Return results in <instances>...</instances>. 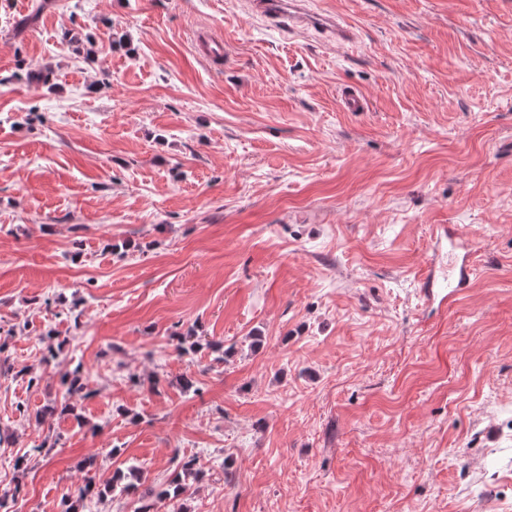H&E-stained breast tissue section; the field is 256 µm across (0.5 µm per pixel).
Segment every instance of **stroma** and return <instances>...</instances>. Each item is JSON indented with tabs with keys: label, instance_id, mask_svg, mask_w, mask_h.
<instances>
[{
	"label": "stroma",
	"instance_id": "obj_1",
	"mask_svg": "<svg viewBox=\"0 0 512 512\" xmlns=\"http://www.w3.org/2000/svg\"><path fill=\"white\" fill-rule=\"evenodd\" d=\"M39 2L0 0L10 512L184 457L186 512H512V0H310L351 43L248 0ZM436 224L476 244L444 309ZM448 244L450 245L449 252L453 256V264L448 266V293L442 295V293L435 286V279L431 274L430 270H427L422 278V285L420 293L426 303L435 301L440 297V302L448 303L459 293L469 287L471 282L472 267L470 262L464 260L465 254L460 258L456 250L461 248L459 245L453 243V235L448 229Z\"/></svg>",
	"mask_w": 512,
	"mask_h": 512
}]
</instances>
